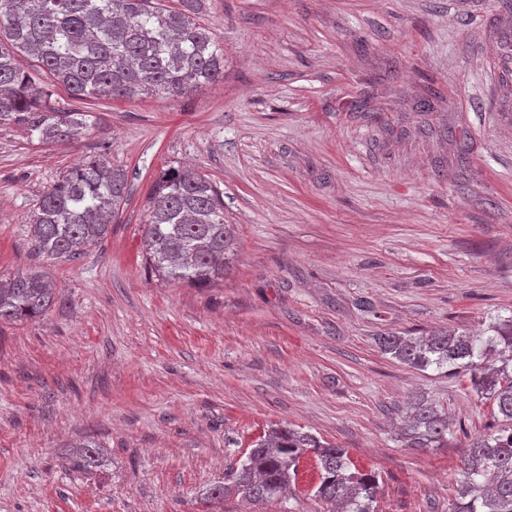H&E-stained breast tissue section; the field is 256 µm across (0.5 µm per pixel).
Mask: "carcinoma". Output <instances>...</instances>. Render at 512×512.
Masks as SVG:
<instances>
[{"instance_id": "obj_1", "label": "carcinoma", "mask_w": 512, "mask_h": 512, "mask_svg": "<svg viewBox=\"0 0 512 512\" xmlns=\"http://www.w3.org/2000/svg\"><path fill=\"white\" fill-rule=\"evenodd\" d=\"M202 0L164 9L153 0H0V126L15 127L43 144L75 143L89 113L60 110L51 101L60 85L71 98L180 97L224 79V45L199 21ZM123 170L101 159L70 169L35 205L26 222L31 250L46 260L73 258L102 242L124 200ZM146 260L174 282L206 286L224 278L234 253V225L224 222V196L209 180L176 167L150 190ZM55 299L46 272L0 281V323L42 316ZM379 349L419 370L465 371L478 400L499 426L472 439L460 459L458 498L449 512H512V318L489 324L488 334L437 331L429 336H381ZM410 448H439L452 434L448 416L417 399L401 428ZM314 459L313 497L334 512H377L378 476L356 468L345 449L309 432L272 429L254 442L205 498L236 495L277 499L295 485L300 462ZM100 446L76 444L75 470L100 466Z\"/></svg>"}]
</instances>
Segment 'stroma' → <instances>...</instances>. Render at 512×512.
<instances>
[{"label": "stroma", "mask_w": 512, "mask_h": 512, "mask_svg": "<svg viewBox=\"0 0 512 512\" xmlns=\"http://www.w3.org/2000/svg\"><path fill=\"white\" fill-rule=\"evenodd\" d=\"M224 79L185 97L101 98L69 145L0 127V277L40 266L45 316L0 325V512H202L265 432L345 448L378 512H448L460 457L494 428L467 375L417 370L377 337L476 334L512 316V0H204ZM127 175L108 236L42 261L26 218L78 162ZM190 166L224 194L221 282L152 270L148 192ZM425 398L453 424L409 448ZM90 438L104 465L64 469ZM296 489L224 512H327Z\"/></svg>", "instance_id": "1"}]
</instances>
